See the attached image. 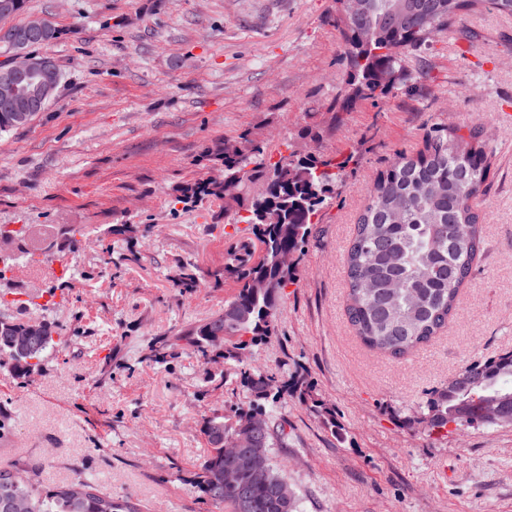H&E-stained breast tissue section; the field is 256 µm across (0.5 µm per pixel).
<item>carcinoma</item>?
Returning a JSON list of instances; mask_svg holds the SVG:
<instances>
[{"mask_svg":"<svg viewBox=\"0 0 512 512\" xmlns=\"http://www.w3.org/2000/svg\"><path fill=\"white\" fill-rule=\"evenodd\" d=\"M512 15V0H336L346 43L349 70L346 86L336 92L330 111L344 112L353 98L381 99L397 87L403 76L422 67L410 52L422 46L461 14L483 4ZM420 13L429 23H416ZM37 22L44 26L41 45L57 37L47 19L37 18L13 26L22 30ZM34 112H13L0 106V132L27 125ZM288 154L272 162L263 150L249 143L217 153L224 162V178L238 182L239 193L224 194L221 182L204 180L191 195H214L224 200V211L235 223H244L251 235L233 242L226 251L224 276L236 280V293L224 303V313L187 331L157 340L147 360L165 362L169 349H181L207 363L224 360L229 369L224 382L246 393L224 413L203 421L201 432L209 452L197 473L205 497L227 512H297L291 494L281 502L274 488L288 484L272 458V449L288 438L276 420L281 395L312 398L311 387L278 380L272 370H255L238 359V353L261 344L275 333L280 301L294 279V270L278 266L282 249L295 252L312 233L313 218L334 192L342 165L318 158H304L293 144ZM490 168V146L477 126L438 128L414 155H398L368 189L367 203L358 215L345 252L346 313L360 341L369 349L392 358H403L431 341L448 325L456 301L471 276L482 250V215L475 205L485 193ZM28 321L0 317V368L21 378L40 370L56 346V327L43 326L35 345L25 344ZM498 400L512 416V352L495 359L472 362L461 376L430 393L416 414L441 431L453 424H479L481 403ZM253 436L256 448H242L236 458L235 487L212 488L211 474L228 467L224 456L227 439L237 444ZM82 491L73 495L71 487ZM141 512L128 499H117L91 479L53 488H39L30 473L18 466L0 467V512Z\"/></svg>","mask_w":512,"mask_h":512,"instance_id":"carcinoma-1","label":"carcinoma"}]
</instances>
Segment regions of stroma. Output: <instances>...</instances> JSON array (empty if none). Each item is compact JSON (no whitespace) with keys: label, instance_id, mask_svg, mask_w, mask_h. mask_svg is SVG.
Instances as JSON below:
<instances>
[{"label":"stroma","instance_id":"1","mask_svg":"<svg viewBox=\"0 0 512 512\" xmlns=\"http://www.w3.org/2000/svg\"><path fill=\"white\" fill-rule=\"evenodd\" d=\"M34 18L58 35L31 53L62 80L45 112L0 133V224L54 225L53 257L79 273L43 282L50 301L24 278L0 280L23 296L0 315L58 329L39 373L0 370L12 423L0 466L44 486L92 476L142 512H218L194 475L203 421L231 399L224 366L146 355L223 312L237 285L219 272L245 226L221 199L179 197L222 178L224 144L246 138L275 158L310 129L316 156L350 162L296 255L275 335L246 355L304 379L334 412L327 422L290 393L277 409L288 441L272 454L299 512H512V425L432 433L403 421L467 363L512 351V17L486 5L462 15L415 50L427 74L341 114L329 110L347 78L334 0H25L6 23ZM439 124L487 132L484 245L447 327L395 359L348 322L344 250L374 179ZM75 227L89 233L79 247L66 238ZM184 269L200 288H176Z\"/></svg>","mask_w":512,"mask_h":512}]
</instances>
